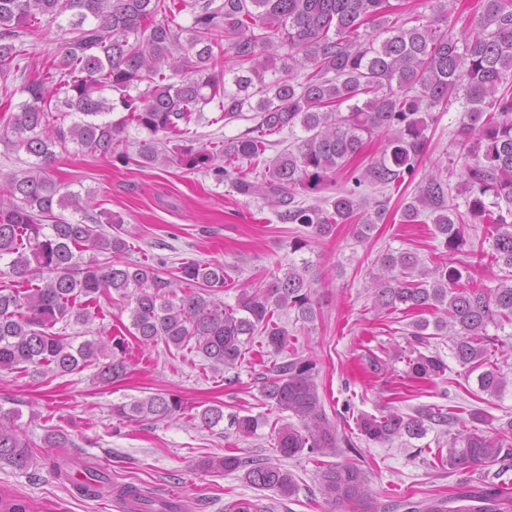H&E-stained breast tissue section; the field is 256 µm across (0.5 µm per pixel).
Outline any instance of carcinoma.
Returning <instances> with one entry per match:
<instances>
[{
  "label": "carcinoma",
  "instance_id": "carcinoma-1",
  "mask_svg": "<svg viewBox=\"0 0 512 512\" xmlns=\"http://www.w3.org/2000/svg\"><path fill=\"white\" fill-rule=\"evenodd\" d=\"M182 12L192 17L191 36L184 40L172 26ZM64 15L65 26L58 23ZM439 21L408 15L390 0H0V80L20 77L18 92L24 97L0 122L13 150L34 158L28 168L0 175V192L7 196L0 206V261L8 260L11 273L28 284L0 289V373L31 370L57 377L95 365L101 380L123 379L126 336L76 345L73 337L53 331L59 322L89 325L101 299H117L130 309V335L141 345L188 349L215 372L242 365L247 344L260 334L261 347L273 356L261 377V395L282 414L283 423L274 426L281 457L335 456L355 447L327 416L316 361L288 352V330L274 320L284 309L304 323L316 319L308 261L289 266L268 287L246 291L237 306L226 307L218 298L226 284L223 264L185 263L168 279L151 265L115 260L128 243L119 231H103L102 215L90 206L93 192L70 189L52 178L51 169L57 150L66 151L71 143L129 164L122 146L132 128L146 134L138 142L143 168L161 161L231 175L238 194L263 195L279 207L283 224L325 237L338 224L354 223L364 241L388 212L389 199L369 203L360 188H399L412 180L427 150L431 112H447L459 103L460 181L453 186L452 174H429L401 205V222L431 220L448 261L429 268L411 250L388 249L378 257L373 295L375 304L391 313H442L432 322L415 320L408 332L411 378L431 380L445 372L439 356L421 352L444 334L458 365L479 371L478 390L502 396L507 374L483 365L498 342L487 327L512 326V283L503 278L495 288H467V267L456 265L455 255L468 242L466 225L485 224L488 247L472 250L477 265L488 257V266L512 269V0H476L458 35ZM45 24L63 30L62 41L52 59L29 73L20 66L27 55L23 37ZM295 69L306 71L303 81H293ZM210 103L221 112L219 122L247 109L257 113L259 123L214 151L183 144L193 115ZM114 112L122 116L109 118ZM297 127L304 135H295ZM285 130L293 140L267 166L263 181L228 169L239 161H259L271 146L268 137ZM379 134L385 136L379 155L349 168L366 141ZM342 171L346 180L338 188L336 175ZM335 188L325 207L297 200ZM456 193L465 197L464 212L454 204ZM57 209L75 216L57 215ZM87 251L112 259L86 261ZM185 411L180 396L162 392L112 405V416L123 424L167 422ZM191 418L210 430L227 419L242 438L259 428L256 416L224 415L222 402L203 406ZM485 421L480 408L468 410L465 418L423 407L412 415L391 409L362 415L356 426L366 441L388 445L403 436L423 437L430 423L457 425L445 460L450 471L466 474L512 460L505 439L512 435V419L501 426L502 439L484 435L478 424ZM0 463L25 472L37 467L15 411L1 408ZM200 467L241 471L250 486L283 498L297 490L293 473L279 462L226 454L205 459ZM56 476L83 497H115L124 512L184 509L137 485L114 484L92 466L83 467L78 479L58 465ZM316 479L326 502L341 512H355L372 499L367 475L356 464L324 461ZM505 498L504 488L492 481L448 499L409 502L407 512H502ZM0 512L33 510L25 500L0 493ZM224 512L269 510L258 499L243 498L225 505Z\"/></svg>",
  "mask_w": 512,
  "mask_h": 512
}]
</instances>
